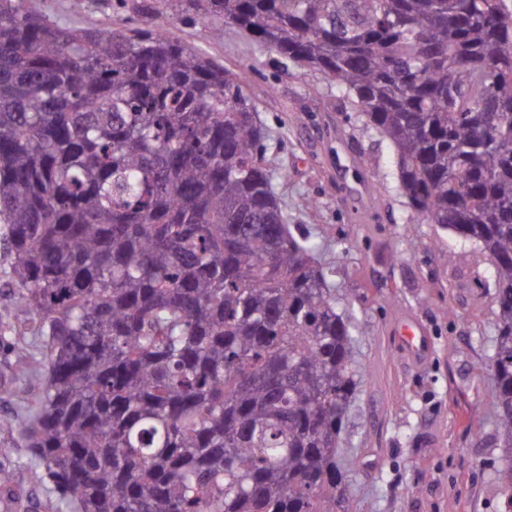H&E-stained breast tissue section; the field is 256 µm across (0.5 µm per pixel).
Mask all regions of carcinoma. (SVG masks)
Wrapping results in <instances>:
<instances>
[{
    "label": "carcinoma",
    "mask_w": 512,
    "mask_h": 512,
    "mask_svg": "<svg viewBox=\"0 0 512 512\" xmlns=\"http://www.w3.org/2000/svg\"><path fill=\"white\" fill-rule=\"evenodd\" d=\"M319 71L393 149L408 207L497 288L512 506V0H172ZM246 76L149 22L0 0V224L44 340L10 427L74 512H336L359 370L264 164Z\"/></svg>",
    "instance_id": "obj_1"
}]
</instances>
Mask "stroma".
Returning a JSON list of instances; mask_svg holds the SVG:
<instances>
[{
	"label": "stroma",
	"mask_w": 512,
	"mask_h": 512,
	"mask_svg": "<svg viewBox=\"0 0 512 512\" xmlns=\"http://www.w3.org/2000/svg\"><path fill=\"white\" fill-rule=\"evenodd\" d=\"M63 27L147 19L237 72L268 150L265 163L292 227L327 270L352 325L360 374L339 460L352 512H512L498 486L489 367L496 288L485 254L427 223L399 189L388 143L367 129L324 76L261 46L223 18L177 13L169 0H32ZM426 347L414 354L406 328ZM0 470L21 492L12 512H48L51 485L17 431L0 430Z\"/></svg>",
	"instance_id": "stroma-1"
}]
</instances>
